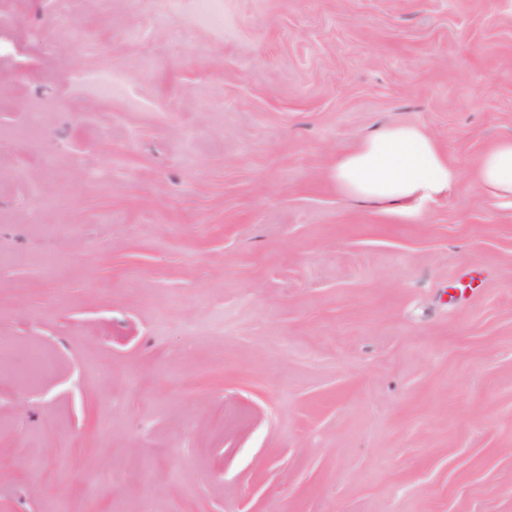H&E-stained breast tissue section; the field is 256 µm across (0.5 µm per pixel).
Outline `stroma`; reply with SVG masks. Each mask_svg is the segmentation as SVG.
Here are the masks:
<instances>
[{
    "label": "stroma",
    "instance_id": "obj_1",
    "mask_svg": "<svg viewBox=\"0 0 512 512\" xmlns=\"http://www.w3.org/2000/svg\"><path fill=\"white\" fill-rule=\"evenodd\" d=\"M504 137L512 0H0V512H512ZM197 9L201 18L215 27L224 25V9L222 0H198ZM332 179L343 194L410 213L423 201L446 195L453 172L431 136L406 125L380 129L342 154ZM476 177L490 196L512 198V138L499 140L480 157Z\"/></svg>",
    "mask_w": 512,
    "mask_h": 512
}]
</instances>
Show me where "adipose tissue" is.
I'll return each mask as SVG.
<instances>
[{"instance_id": "ef3b65f1", "label": "adipose tissue", "mask_w": 512, "mask_h": 512, "mask_svg": "<svg viewBox=\"0 0 512 512\" xmlns=\"http://www.w3.org/2000/svg\"><path fill=\"white\" fill-rule=\"evenodd\" d=\"M476 177L490 196L512 198V138L499 140L480 157ZM332 178L343 194L410 213L423 201L446 195L453 172L431 136L406 125L380 129L342 154Z\"/></svg>"}]
</instances>
